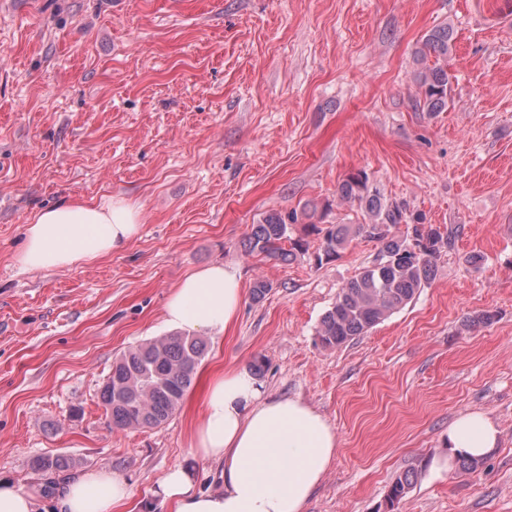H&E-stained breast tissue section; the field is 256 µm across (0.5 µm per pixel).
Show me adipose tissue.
<instances>
[{
    "mask_svg": "<svg viewBox=\"0 0 512 512\" xmlns=\"http://www.w3.org/2000/svg\"><path fill=\"white\" fill-rule=\"evenodd\" d=\"M141 229L139 210L125 199L71 201L37 213L18 255L28 270L70 268L122 250ZM242 302L241 278L214 264L170 293L163 320L185 331L224 333ZM499 431L484 414L468 412L448 427L446 470L457 457L481 460L498 447ZM338 438L327 419L298 398L267 396L252 371L237 368L211 382L195 426L192 452L217 464L220 486L200 489L194 471L177 465L158 480L154 496L172 512H305L336 458ZM130 496L116 472H84L59 500V512H112Z\"/></svg>",
    "mask_w": 512,
    "mask_h": 512,
    "instance_id": "1",
    "label": "adipose tissue"
}]
</instances>
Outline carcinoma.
<instances>
[{
  "label": "carcinoma",
  "instance_id": "carcinoma-1",
  "mask_svg": "<svg viewBox=\"0 0 512 512\" xmlns=\"http://www.w3.org/2000/svg\"><path fill=\"white\" fill-rule=\"evenodd\" d=\"M452 42L453 31L445 25L431 30L416 51V61L422 65L419 79L424 87L419 106L425 112H442L448 107V51ZM337 194L358 204L363 223L326 225L327 212L307 204L299 213L265 215L252 225L248 235L249 252L292 260L306 254L307 248L302 240L290 237L288 226L306 219L321 236L315 256L319 264L335 258L357 237L379 244L376 260L341 288L332 307L322 316L316 336L326 350L341 348L410 303L430 280L444 241L440 228L422 223L420 216L407 212L405 204L382 201L379 191L369 185L368 177L361 172L342 179ZM402 224L406 234L398 235L395 229ZM206 353L207 342L190 334L163 336L125 351L112 366L100 392L112 426L156 428L166 423L182 405ZM33 467L54 473L67 467V462L59 457H41ZM417 479L414 468L394 479L387 494L392 512Z\"/></svg>",
  "mask_w": 512,
  "mask_h": 512
}]
</instances>
